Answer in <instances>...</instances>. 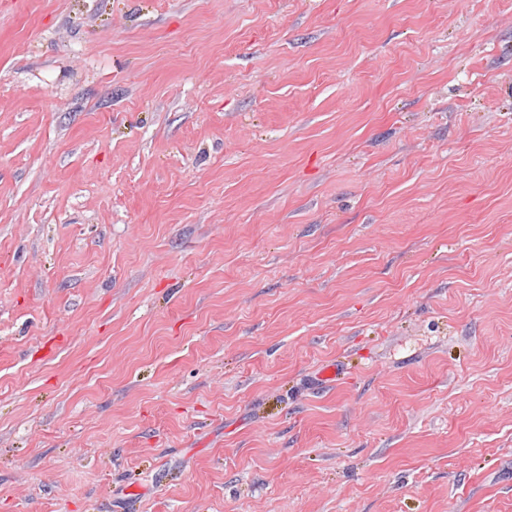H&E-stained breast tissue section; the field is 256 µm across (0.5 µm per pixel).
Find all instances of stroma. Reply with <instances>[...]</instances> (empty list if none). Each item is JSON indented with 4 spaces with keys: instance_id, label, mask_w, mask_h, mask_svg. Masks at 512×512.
Segmentation results:
<instances>
[{
    "instance_id": "stroma-1",
    "label": "stroma",
    "mask_w": 512,
    "mask_h": 512,
    "mask_svg": "<svg viewBox=\"0 0 512 512\" xmlns=\"http://www.w3.org/2000/svg\"><path fill=\"white\" fill-rule=\"evenodd\" d=\"M0 512H512V0H0Z\"/></svg>"
}]
</instances>
